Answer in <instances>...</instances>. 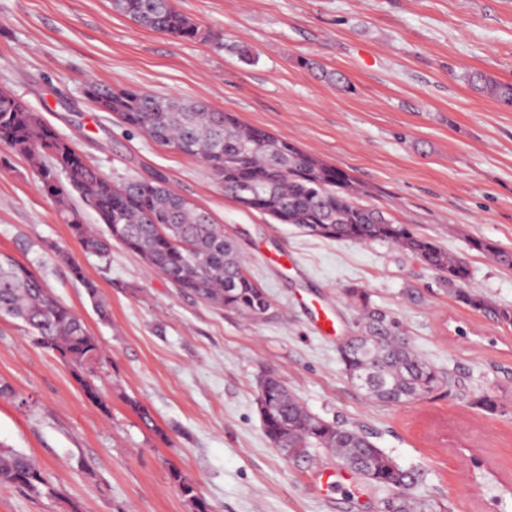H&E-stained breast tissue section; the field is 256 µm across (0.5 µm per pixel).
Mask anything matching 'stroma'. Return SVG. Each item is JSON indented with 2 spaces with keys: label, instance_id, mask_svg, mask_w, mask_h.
<instances>
[{
  "label": "stroma",
  "instance_id": "obj_1",
  "mask_svg": "<svg viewBox=\"0 0 512 512\" xmlns=\"http://www.w3.org/2000/svg\"><path fill=\"white\" fill-rule=\"evenodd\" d=\"M212 40L137 26L110 0H0V90L11 92L110 180L165 174L233 236L271 308L258 319L180 292L134 253L85 254L28 164L0 146V251L30 263L83 319L103 356L84 396L70 368L0 319V444L33 457L56 489L0 486V512H193L171 469L212 512H384L388 497L323 451L284 459L263 432L258 381L274 374L313 414L356 427L417 476L445 512H512V327L455 302L440 272L396 247L309 236L239 208L196 159L130 130L86 99L88 82L185 97L294 141L348 171L401 224L471 268L469 286L512 307V108L464 73L512 83V0H174ZM342 74L346 86L328 81ZM75 256L109 304L94 312L57 259ZM365 288L402 319L451 386L404 406L372 402L338 347ZM420 293L418 301L406 289ZM328 310L334 329L317 328ZM494 399L488 412L474 396ZM158 425L150 431L129 402ZM468 245L471 250L492 256L500 266L512 269V253L498 249L493 243L479 237H469Z\"/></svg>",
  "mask_w": 512,
  "mask_h": 512
}]
</instances>
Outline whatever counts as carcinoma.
I'll list each match as a JSON object with an SVG mask.
<instances>
[{"label": "carcinoma", "mask_w": 512, "mask_h": 512, "mask_svg": "<svg viewBox=\"0 0 512 512\" xmlns=\"http://www.w3.org/2000/svg\"><path fill=\"white\" fill-rule=\"evenodd\" d=\"M112 9L138 26L176 39H211L209 32L180 13L172 0H110ZM475 91L502 105L512 106V85L480 72L464 75ZM87 99L154 142L178 147L180 153L202 162L212 178L235 201L245 191L248 210L269 216L278 224H292L310 236L355 244L387 243L445 274L448 295L473 311L493 314L512 326V307L495 306L467 288L471 270L434 240L399 224L381 208L355 201L360 193L347 171L305 153L296 144L268 130L242 124L234 115L208 105L138 89L114 90L91 81ZM0 145L24 157L42 186L59 204L71 234L86 253L109 256L116 242L139 256L174 287L190 292L216 308L249 319L270 309L266 291L249 275L236 242L206 210L175 191L167 176L154 171L123 184L104 177L84 154L60 137L38 113L11 93L0 90ZM78 196L98 214L103 233L85 224L82 212L70 202ZM469 248L512 269V253L479 237L468 238ZM60 258L81 282L99 318L110 311L95 281L69 253ZM342 295L358 311L357 330L338 350L347 378L370 377L367 396L387 406L427 400L449 378L414 352L403 324L374 306L363 288L349 286ZM0 317L18 320L32 342L57 356L72 370L90 403L107 408L91 378L101 347L82 318L46 287L30 266L0 252ZM128 403L144 426L159 431L149 408ZM258 413L263 431L280 454L291 459L311 457V450L335 456L353 474L389 492L387 512H437L440 505L409 496L415 475L377 448L364 433L307 411L275 375L259 382ZM180 493L195 512H209L208 503L180 472L171 473ZM0 485L37 494H51L53 486L25 452L0 445Z\"/></svg>", "instance_id": "cac0c4a2"}]
</instances>
